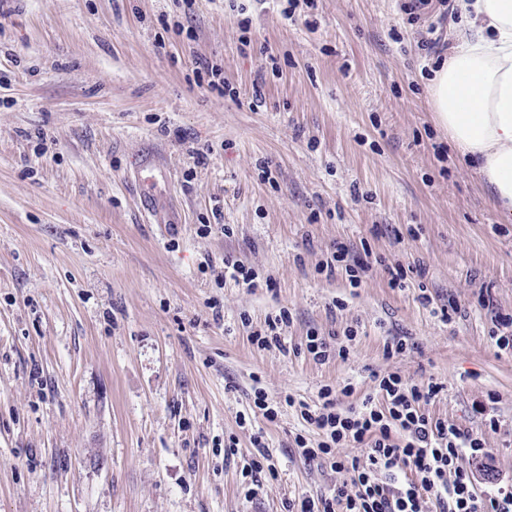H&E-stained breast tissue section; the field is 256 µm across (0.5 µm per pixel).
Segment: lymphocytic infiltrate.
I'll list each match as a JSON object with an SVG mask.
<instances>
[{
    "mask_svg": "<svg viewBox=\"0 0 512 512\" xmlns=\"http://www.w3.org/2000/svg\"><path fill=\"white\" fill-rule=\"evenodd\" d=\"M441 390L391 372L378 378L376 397L353 410L341 406L352 384L321 387L317 402L302 404L301 417L322 439L312 448L303 436L294 442L307 461L346 473L350 482L332 496L302 498L296 512H512V483L489 493L473 477V464L489 455L482 439L431 415ZM345 445L359 447V455L336 457ZM406 468L411 478L399 480Z\"/></svg>",
    "mask_w": 512,
    "mask_h": 512,
    "instance_id": "lymphocytic-infiltrate-1",
    "label": "lymphocytic infiltrate"
}]
</instances>
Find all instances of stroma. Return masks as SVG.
I'll return each instance as SVG.
<instances>
[{
	"mask_svg": "<svg viewBox=\"0 0 512 512\" xmlns=\"http://www.w3.org/2000/svg\"><path fill=\"white\" fill-rule=\"evenodd\" d=\"M404 2L0 0V512H288L345 477L298 453L316 434L284 398L349 381L355 407L394 371L442 384L431 413L490 452L482 490L512 482V354L478 304L512 313V222L433 120L436 16ZM340 244L374 256L358 287L319 270ZM228 256L257 287L217 280ZM395 262L425 275L390 287ZM283 308L284 349L253 345ZM351 327L347 360L301 347ZM256 385L278 417L239 426ZM257 433L277 476L250 500ZM197 64L195 74L200 87H203L206 82V90L210 93H216L220 97L227 94L231 98L235 96V92H230L229 85L224 82V75L218 66L210 64L208 61H200Z\"/></svg>",
	"mask_w": 512,
	"mask_h": 512,
	"instance_id": "obj_1",
	"label": "stroma"
}]
</instances>
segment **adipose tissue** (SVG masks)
I'll return each mask as SVG.
<instances>
[{
	"label": "adipose tissue",
	"instance_id": "1",
	"mask_svg": "<svg viewBox=\"0 0 512 512\" xmlns=\"http://www.w3.org/2000/svg\"><path fill=\"white\" fill-rule=\"evenodd\" d=\"M468 35L430 79L428 104L452 148L512 214V0H458Z\"/></svg>",
	"mask_w": 512,
	"mask_h": 512
}]
</instances>
